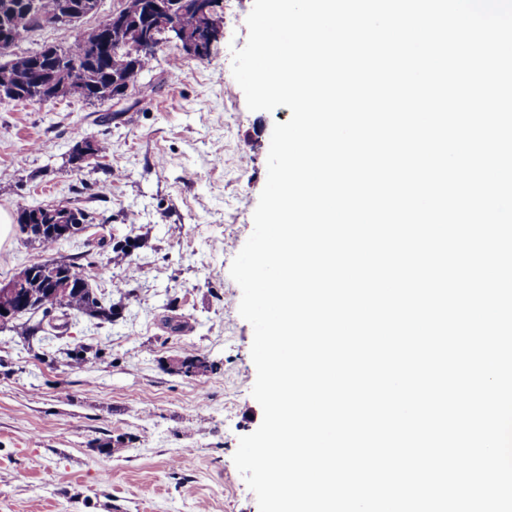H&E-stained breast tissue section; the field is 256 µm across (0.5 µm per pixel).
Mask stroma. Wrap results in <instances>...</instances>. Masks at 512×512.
<instances>
[{"mask_svg": "<svg viewBox=\"0 0 512 512\" xmlns=\"http://www.w3.org/2000/svg\"><path fill=\"white\" fill-rule=\"evenodd\" d=\"M252 7L224 0L209 59L162 44L124 98L0 100V208L66 203L90 216L49 248L12 229L0 281L101 239L132 251L93 282L118 308L113 321L73 317L30 348L0 333V512H259L233 462L263 411L230 266L253 231L273 126L291 112L249 110L233 78ZM84 137L110 150L76 171L68 159ZM78 344L100 357L73 368ZM190 353L215 370L178 374L173 361Z\"/></svg>", "mask_w": 512, "mask_h": 512, "instance_id": "35a3bbf8", "label": "stroma"}]
</instances>
